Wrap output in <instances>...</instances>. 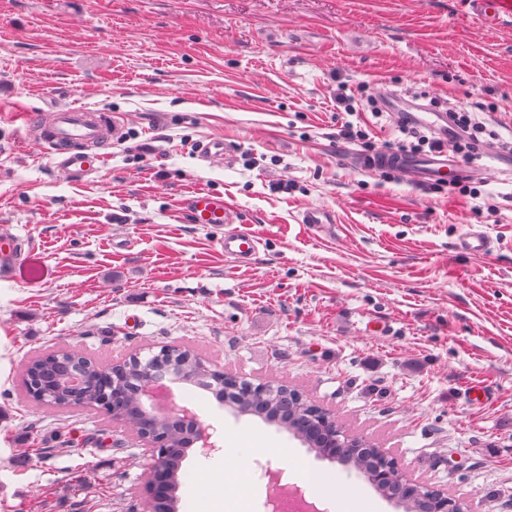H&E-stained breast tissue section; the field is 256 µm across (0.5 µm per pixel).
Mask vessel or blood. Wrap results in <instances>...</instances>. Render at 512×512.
<instances>
[{
  "mask_svg": "<svg viewBox=\"0 0 512 512\" xmlns=\"http://www.w3.org/2000/svg\"><path fill=\"white\" fill-rule=\"evenodd\" d=\"M475 19L493 25L502 18L512 17V0H468ZM382 111L391 113L396 121L430 130L443 143L441 149L431 152H378L364 155L348 153L355 167L374 172L395 171L407 176L420 186L455 182L470 178H488L489 175L512 171V160H507L494 148L480 147L474 161L465 163L448 149L456 139L446 113L421 104L403 106L401 97L394 92L380 96ZM26 129H39L48 145L47 157L53 171L68 178L83 179L99 171L104 150L121 141L125 124L121 117L110 115L94 107H60L50 112L30 113L25 117ZM186 220L191 224L227 225L221 245L227 257L245 263L256 254L260 237L249 227L236 226L233 203L223 196L206 190L193 192L185 200ZM301 224L312 229L336 232V219L332 211L323 207L304 208L298 217ZM493 249V242L483 231L472 228L458 240L455 251L465 255H485ZM19 256L10 233H0V276L10 275Z\"/></svg>",
  "mask_w": 512,
  "mask_h": 512,
  "instance_id": "1",
  "label": "vessel or blood"
}]
</instances>
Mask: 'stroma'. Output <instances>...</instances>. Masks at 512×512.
I'll list each match as a JSON object with an SVG mask.
<instances>
[{"instance_id": "obj_1", "label": "stroma", "mask_w": 512, "mask_h": 512, "mask_svg": "<svg viewBox=\"0 0 512 512\" xmlns=\"http://www.w3.org/2000/svg\"><path fill=\"white\" fill-rule=\"evenodd\" d=\"M472 112L512 143V18L467 0H0V228L24 260L0 278V512H150L135 431L31 400L32 356L102 363L178 345L253 384L283 382L466 512H512V177L478 197L349 165L401 134L336 93L379 84ZM53 104L125 119L100 171L58 176L12 115ZM368 142L340 139L345 121ZM232 149L203 164L200 141ZM233 199L259 232L251 264L182 220L191 192ZM331 208L336 233L301 227ZM478 227L494 242L455 253ZM213 427L190 449L179 512H271L268 451L328 512H398L366 479L255 416L179 385ZM236 447L225 458L223 444ZM470 13L475 19L495 25L503 17H512L511 0H469Z\"/></svg>"}]
</instances>
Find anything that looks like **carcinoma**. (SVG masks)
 <instances>
[{
    "label": "carcinoma",
    "instance_id": "cac0c4a2",
    "mask_svg": "<svg viewBox=\"0 0 512 512\" xmlns=\"http://www.w3.org/2000/svg\"><path fill=\"white\" fill-rule=\"evenodd\" d=\"M163 371L177 376L183 383L208 392L224 395V405L239 415H251L274 424L299 440L315 456L353 469L365 477L375 491L393 502L403 512H438V493L405 479L397 473L384 484L375 482L381 450L363 437L349 439L337 426L319 422L318 406L300 397L284 385L274 386L262 394L245 390L251 382L239 380L240 388L224 383V371L212 369L187 350L170 349L141 361L134 358L117 368L101 369L82 356L62 351L41 355L26 369L34 385L43 393L44 403L57 406H95L101 394L116 395V417L130 424L136 433L162 431L169 437L165 449L169 475V493L156 501V512H178L181 465L190 436L182 423L144 410L139 386L148 374Z\"/></svg>",
    "mask_w": 512,
    "mask_h": 512
}]
</instances>
